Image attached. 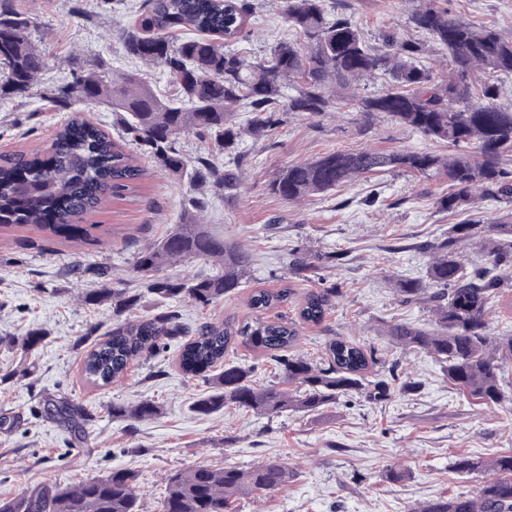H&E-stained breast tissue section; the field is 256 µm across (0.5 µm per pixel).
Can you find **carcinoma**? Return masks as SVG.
<instances>
[{
    "label": "carcinoma",
    "mask_w": 512,
    "mask_h": 512,
    "mask_svg": "<svg viewBox=\"0 0 512 512\" xmlns=\"http://www.w3.org/2000/svg\"><path fill=\"white\" fill-rule=\"evenodd\" d=\"M132 18L119 30L124 54L146 68L160 69L175 87L168 98L155 93L138 70L109 77L110 64L77 68L47 88V98L60 111L74 103L104 105L123 113L125 134L164 171L185 180L179 224L161 241L134 257L132 273L146 279V290L159 298L212 306L241 287L251 253L213 233L202 222L208 194H222L240 184V168H224L211 154L186 161L177 136L191 133L213 144L215 152L241 157L242 138H259L279 121L277 113L308 118L338 109L329 89L347 91L343 101L366 118L384 114L418 132L443 141L455 151L436 154L411 149L334 151L285 167L270 185L289 201L327 193L366 176L385 172L448 178L451 191L440 208L466 218L452 226L447 238L429 246L426 279L399 280L405 301L433 304L438 328L429 331L408 322L387 327L392 344L429 355L448 382L478 405L492 408L505 401V363L512 362V330L492 333L489 311L503 296L512 275V170L503 166L512 152V109L498 102V75H512V39L489 25L464 21L438 0H421L412 14L416 29L430 39L383 35L372 46L351 20L334 14L326 0H283L282 12L296 39L279 43L270 59L247 61L224 44L243 37L254 14L252 0H132ZM33 23L15 0H0V99L29 96L46 69L45 50L32 38ZM434 46L448 58V80L438 82L423 56ZM390 76L382 91L361 95L365 78ZM292 85L296 94L283 96ZM248 118L238 120V113ZM144 169L125 148L81 113L57 131L44 157L18 155L0 164V224H34L57 236L85 240L92 225L84 218L103 205L109 194L135 188ZM491 199L501 214L484 222L472 216L479 203ZM477 244L486 266L467 267L460 248ZM212 261V274L161 276L167 266ZM295 290L257 289L250 297L253 317L241 322L205 323L196 328L168 309L133 322H117L86 352L84 371L94 384L106 386L121 377L129 363L146 352L184 340L180 366L187 375L213 373L212 389L194 402L198 414L213 415L234 406L246 413L274 418L287 412L314 413L339 398L360 392L375 352L350 341L334 340L318 362L291 354L299 328L320 323L336 285L304 296L298 319L271 321L264 314L288 302ZM140 296L118 288H92L84 302L112 305L121 313ZM45 333L31 329L13 342L31 351ZM242 343L270 355L282 381L257 386L251 371L224 360L229 345ZM50 415L77 428L91 414L69 399L56 402ZM159 405L149 399L133 406L112 405V417L153 419ZM489 466L493 477L474 495L438 497L413 512H512V452L486 464L460 456L459 472ZM288 468L265 461L245 472L233 467L198 465L168 478L162 512H230L233 500L275 491L288 483ZM134 473L115 469L72 487L44 483L11 500H0V512H141Z\"/></svg>",
    "instance_id": "carcinoma-1"
}]
</instances>
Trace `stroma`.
Returning <instances> with one entry per match:
<instances>
[{"label":"stroma","instance_id":"1","mask_svg":"<svg viewBox=\"0 0 512 512\" xmlns=\"http://www.w3.org/2000/svg\"><path fill=\"white\" fill-rule=\"evenodd\" d=\"M419 0H336L334 9L378 45L386 32L415 36L410 17ZM32 17L47 54L41 85L25 99L0 101V159L43 154L67 115L45 96L48 85L68 76L74 58L106 59L128 68L117 33L130 17L122 0L71 12L67 0H17ZM452 14L495 26L512 38V0H448ZM289 33L274 0H257L256 13L239 43L248 60L264 57ZM416 148L447 152L446 143L375 116L365 123L354 106L325 117L283 112L271 135L248 138L242 182L214 196L206 220L224 238L245 244L253 263L237 293L201 309L187 301L177 308L184 322L250 319L254 290L282 288L295 257L346 253L345 264L319 265L310 279L296 281L287 304L268 311L271 320H293L306 293L321 283L339 295L320 324L300 330L295 353L320 360L326 344L344 339L374 349L370 380L385 390L366 389L315 414L294 413L273 420L233 407L202 416L192 403L209 391L204 376L184 374L181 345L146 353L124 375L98 386L84 374V354L112 328L111 306H90L81 296L97 287L95 270L105 265L140 294L128 317L166 310L167 302L143 292L129 277L137 250L162 239L178 223L189 188L139 155L146 176L136 193L108 197L87 216L91 238L47 236L31 226H0V499H11L44 483L73 485L115 469L133 471L142 512H161L167 478L197 465L248 470L269 459L284 463L290 477L271 493L241 497L232 512H412L422 502L459 492L475 493L488 475L462 477L450 468L454 456L487 461L512 451V402L491 409L469 404L452 390L433 359L391 345L388 324L409 322L432 330L430 305L407 303L397 279L425 276L426 241L444 238L455 216L435 206L448 191L445 177L372 175L300 204L271 193L269 185L286 166L325 153L364 149ZM46 334L31 352L13 337L29 329ZM404 380L418 391L402 392ZM67 398L93 414L84 438L43 417V402ZM157 402L158 418L128 423L112 417L113 404ZM401 472L399 481L389 471Z\"/></svg>","mask_w":512,"mask_h":512}]
</instances>
